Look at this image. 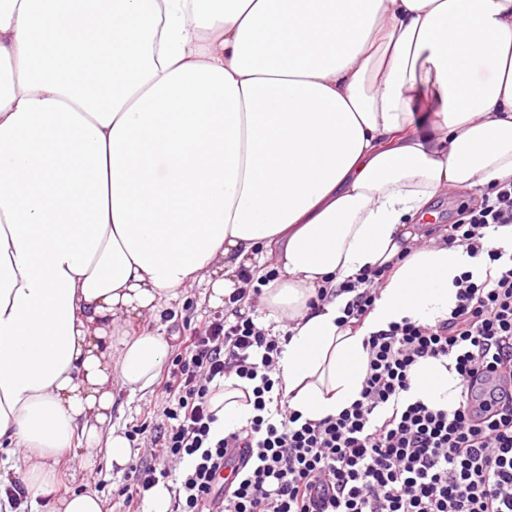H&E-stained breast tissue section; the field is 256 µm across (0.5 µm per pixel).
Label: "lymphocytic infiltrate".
I'll return each instance as SVG.
<instances>
[{
	"label": "lymphocytic infiltrate",
	"mask_w": 512,
	"mask_h": 512,
	"mask_svg": "<svg viewBox=\"0 0 512 512\" xmlns=\"http://www.w3.org/2000/svg\"><path fill=\"white\" fill-rule=\"evenodd\" d=\"M512 225V176L450 224L449 246L487 254L496 277L463 273L447 319H408L364 340L368 368L357 399L338 415L302 420L274 379L281 336L242 313L218 316L180 337L165 374L163 419L138 427L147 446L119 482L125 512H143L160 483L168 512H512V246L484 249L489 229ZM383 284L379 271L339 285L353 298L339 327L358 328ZM437 360L454 372L455 404L412 397V370ZM254 381V416L217 437L212 383ZM249 465L231 486L215 482L232 451Z\"/></svg>",
	"instance_id": "1"
}]
</instances>
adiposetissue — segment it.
<instances>
[{
  "label": "adipose tissue",
  "mask_w": 512,
  "mask_h": 512,
  "mask_svg": "<svg viewBox=\"0 0 512 512\" xmlns=\"http://www.w3.org/2000/svg\"><path fill=\"white\" fill-rule=\"evenodd\" d=\"M511 174L512 0H0V449L30 500L60 454L127 465L116 394L169 353L144 322L197 285L224 306L260 264L290 409L338 415L364 338L447 319L474 266L445 232L421 241L429 204ZM376 269L357 330L336 325L350 294L307 309ZM413 374L452 407L453 373ZM252 389L225 378L218 431L253 417Z\"/></svg>",
  "instance_id": "adipose-tissue-1"
}]
</instances>
